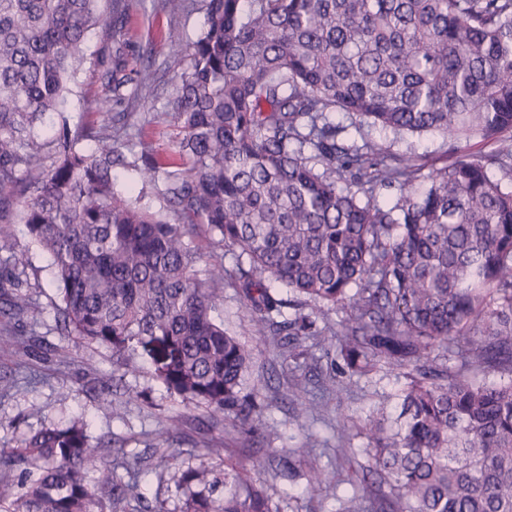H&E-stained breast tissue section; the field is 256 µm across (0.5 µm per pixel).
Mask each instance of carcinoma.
I'll return each instance as SVG.
<instances>
[{
  "instance_id": "cac0c4a2",
  "label": "carcinoma",
  "mask_w": 512,
  "mask_h": 512,
  "mask_svg": "<svg viewBox=\"0 0 512 512\" xmlns=\"http://www.w3.org/2000/svg\"><path fill=\"white\" fill-rule=\"evenodd\" d=\"M121 4L107 17L101 0H0V250L13 260L0 314L41 313L5 291L20 284L12 225L22 224L52 257L68 335L146 358L170 393L254 435L253 350L216 321L224 265L199 268L205 231L239 250L257 335L315 340V317L341 309L333 335L352 373L411 368L401 411L366 424L365 452L392 486L373 512H512V0H200L196 40L172 33L186 66L161 116L177 160L140 156L147 182L170 167L158 210L112 189L124 162L112 109L83 127L64 109L87 64L117 104L124 88L143 91L144 76L124 73ZM91 33L110 54H86ZM338 112L498 147L426 172L367 142L345 146ZM51 113L54 132L40 140L34 128ZM392 187L380 204L377 191ZM274 283L311 312L284 317L291 301ZM223 452L209 449L221 471L174 475L182 512H274ZM113 453L91 444L82 419L42 427L0 453V512H104L95 471L121 512L139 484L99 468Z\"/></svg>"
}]
</instances>
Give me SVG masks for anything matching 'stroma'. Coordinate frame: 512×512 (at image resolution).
<instances>
[{"mask_svg": "<svg viewBox=\"0 0 512 512\" xmlns=\"http://www.w3.org/2000/svg\"><path fill=\"white\" fill-rule=\"evenodd\" d=\"M131 44L128 69L149 74L153 87L145 99L131 105L129 123L134 140L123 131L112 132L125 164L113 170L114 191L121 196L141 194L144 204L160 207L162 182L140 176L138 157L147 150L167 157L174 151V130L161 117L166 91L181 67L171 56L169 36L180 32L184 42L194 41L204 26L202 12L172 16L160 0H127ZM110 97L92 70L80 73L69 97L71 122L99 123V104ZM371 142L398 154L415 155L441 166L451 159L450 143L440 134H397L378 126H362L345 135V144ZM15 248L26 261L22 285L14 297L37 301L38 322L24 317L17 329L28 332L26 348L0 347V450L17 447L20 440L42 426H62L77 416L89 423L95 442L123 449L130 469L139 476L141 494L130 499L126 512H154L164 503L167 512H181V498L172 476L176 466H215L208 444L223 443L225 454L252 468L277 504L279 512H342L348 499L369 500L390 493L387 479L374 473L365 449L363 427L383 397L405 382L400 369L383 368L366 376L343 373L344 361L336 352L316 347V364L281 354L263 337L254 335L251 312L233 273L236 252L207 237L196 245L202 265H224V285L218 312L225 328L254 351L249 385L263 407L261 434L250 435L233 416L213 413L171 395L152 375L150 364L134 358L117 365L110 349L77 342L63 335L57 322L56 290L51 257L30 243L23 225L13 227ZM357 449L350 467L336 466V451ZM324 472L320 494L305 491L311 469Z\"/></svg>", "mask_w": 512, "mask_h": 512, "instance_id": "35a3bbf8", "label": "stroma"}]
</instances>
